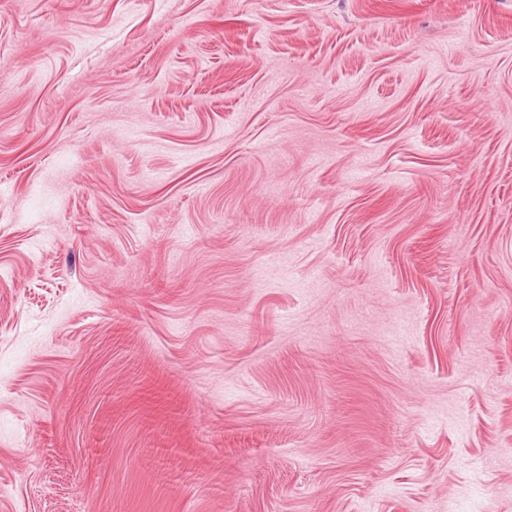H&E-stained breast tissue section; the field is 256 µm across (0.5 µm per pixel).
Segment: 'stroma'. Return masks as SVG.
<instances>
[{
	"mask_svg": "<svg viewBox=\"0 0 512 512\" xmlns=\"http://www.w3.org/2000/svg\"><path fill=\"white\" fill-rule=\"evenodd\" d=\"M0 512H512V0H0Z\"/></svg>",
	"mask_w": 512,
	"mask_h": 512,
	"instance_id": "stroma-1",
	"label": "stroma"
}]
</instances>
